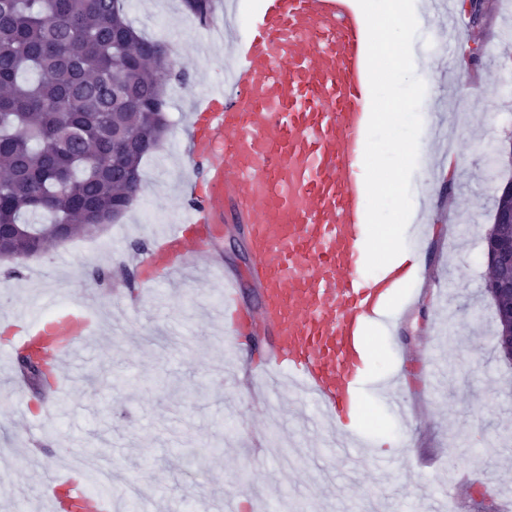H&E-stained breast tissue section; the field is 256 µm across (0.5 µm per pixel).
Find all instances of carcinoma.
Returning a JSON list of instances; mask_svg holds the SVG:
<instances>
[{
	"label": "carcinoma",
	"mask_w": 512,
	"mask_h": 512,
	"mask_svg": "<svg viewBox=\"0 0 512 512\" xmlns=\"http://www.w3.org/2000/svg\"><path fill=\"white\" fill-rule=\"evenodd\" d=\"M119 0H0V225L22 260L59 244L58 226L112 223V202L140 186L125 177L160 148L168 127L157 54ZM151 147L112 158V140Z\"/></svg>",
	"instance_id": "cac0c4a2"
}]
</instances>
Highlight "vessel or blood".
Masks as SVG:
<instances>
[{
  "label": "vessel or blood",
  "instance_id": "1",
  "mask_svg": "<svg viewBox=\"0 0 512 512\" xmlns=\"http://www.w3.org/2000/svg\"><path fill=\"white\" fill-rule=\"evenodd\" d=\"M229 0L225 35L233 57L222 105L197 115L200 149L187 168L208 161L207 188L192 223L173 225L142 262L169 274L171 260L204 255L220 208L232 203L248 225L263 289L259 313L274 330L264 369L287 378L313 410L308 429L325 435L343 426L366 387V331L400 269L384 277L359 273L365 261L367 193L364 151L371 113L368 35L357 0H263L246 13ZM224 325L238 317L237 282L220 293ZM67 335L64 360L84 346V316L61 315L53 296L32 304Z\"/></svg>",
  "mask_w": 512,
  "mask_h": 512
}]
</instances>
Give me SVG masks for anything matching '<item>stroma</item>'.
<instances>
[{"label": "stroma", "mask_w": 512, "mask_h": 512, "mask_svg": "<svg viewBox=\"0 0 512 512\" xmlns=\"http://www.w3.org/2000/svg\"><path fill=\"white\" fill-rule=\"evenodd\" d=\"M126 9L172 50L174 71L162 76L169 131L143 160L141 191L119 220L24 261L19 275L6 276L0 261V322L50 293L62 309L88 312L99 336L70 367L86 380L77 390L30 383L14 393L5 383L18 378V363L0 358V503L46 512L48 474L76 465L97 492L138 500L144 512H404L427 494L463 512H501L512 503V364L496 349L481 285L497 188L512 179V35L499 34L512 0H488L456 73L489 132L457 137L458 173L437 186L417 164L412 199L435 195L422 286L392 333L372 334L370 374H398L410 420L397 423L382 392L364 393L355 428L366 446L347 458L325 440L305 444L291 416L295 393L264 399L251 389L272 340L268 322L243 320L239 351L224 336L218 273L237 278L244 310L263 305L245 225L224 216L196 258L214 277L177 292L139 277L151 239L190 217L193 185L205 177L201 166L186 171L184 158L191 110L224 79V7L211 0L203 20L182 0H126ZM115 236L117 252L104 246ZM100 269L111 278L97 280ZM434 359L445 369L439 380ZM47 402L58 409L50 431L39 412Z\"/></svg>", "instance_id": "stroma-1"}]
</instances>
